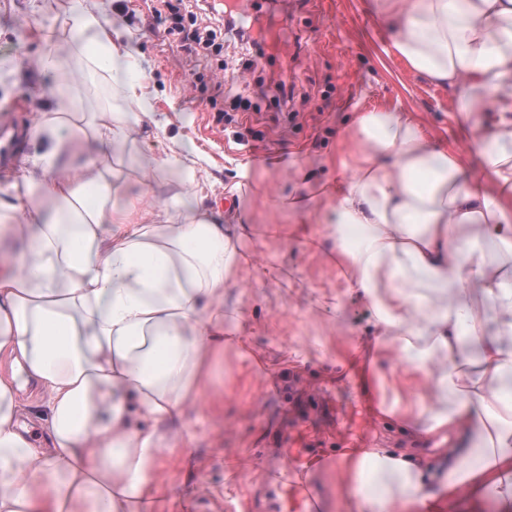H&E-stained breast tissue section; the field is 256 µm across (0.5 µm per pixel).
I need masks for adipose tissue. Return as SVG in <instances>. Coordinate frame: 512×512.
Instances as JSON below:
<instances>
[{"mask_svg": "<svg viewBox=\"0 0 512 512\" xmlns=\"http://www.w3.org/2000/svg\"><path fill=\"white\" fill-rule=\"evenodd\" d=\"M392 52L448 87L471 133L480 175L434 144L407 113H357L352 167L336 177L332 223L307 233L318 201L298 204L290 233L335 258L347 291L373 314L376 352L400 368L396 415L416 437L460 447L443 478L480 501L494 492L512 512V0H375ZM76 48L144 100L140 51L101 0H73ZM30 129L43 145L21 181L0 187V512H141L160 502L158 473L176 447L160 427L183 421L209 388L238 319L224 292L253 268L250 225L225 223L204 203L185 209L153 192L113 208L106 178L115 151L153 113L99 112L60 88ZM87 157L69 163L75 148ZM153 181L197 161L177 138L146 155ZM57 204L46 216L44 203ZM359 231L357 245L345 241ZM505 259L487 261L480 237ZM44 410L33 440L22 393ZM453 407H445V400ZM357 512H417L437 498L416 452L355 448L336 462Z\"/></svg>", "mask_w": 512, "mask_h": 512, "instance_id": "1", "label": "adipose tissue"}]
</instances>
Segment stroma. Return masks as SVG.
Returning <instances> with one entry per match:
<instances>
[{
    "mask_svg": "<svg viewBox=\"0 0 512 512\" xmlns=\"http://www.w3.org/2000/svg\"><path fill=\"white\" fill-rule=\"evenodd\" d=\"M371 0H278L288 16V45L272 55L225 39L222 55L194 56L172 42L156 0H111L125 31L140 44L151 108L166 119V135L153 140L162 153L176 136L200 151L208 188L206 205L233 217L246 207L250 248L271 278L245 273L225 301L240 314L242 347L218 360L219 379L202 402L173 429L178 449L160 471L161 483L191 499V512H261L268 480L283 484L281 512H356L336 460L345 448L419 449L430 476L441 472L432 442L413 437L394 416L371 415L372 399L349 357L355 338L371 334L372 312L345 296L344 281L324 253L288 235L299 217L282 199L309 197L334 182L347 150L341 136L356 113L395 107L408 113L437 143L453 146L476 169L465 133L453 119L450 89L428 82L388 51L390 35ZM71 0H48L32 14L28 0H0V63L15 75L0 85V122L20 124L46 111L37 88L61 84L83 101L86 116L137 111L110 75L78 56L69 22ZM259 65L240 92L249 111L231 110L219 75L237 74L245 59ZM287 74L295 86L287 107L257 97L254 89ZM23 111H16V104ZM144 161L135 152L114 159L121 207L147 188ZM311 172L297 179V167ZM343 294L333 317L324 297Z\"/></svg>",
    "mask_w": 512,
    "mask_h": 512,
    "instance_id": "obj_1",
    "label": "stroma"
}]
</instances>
